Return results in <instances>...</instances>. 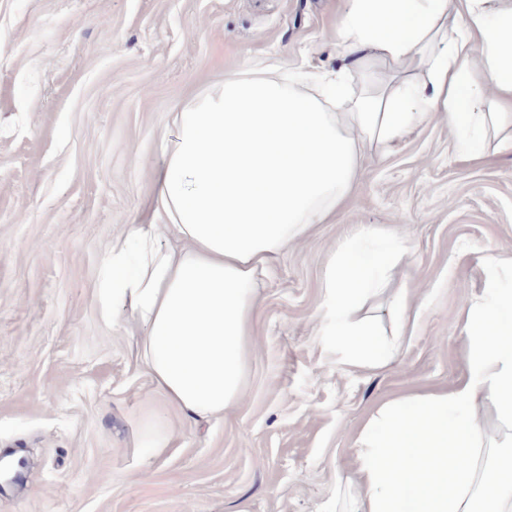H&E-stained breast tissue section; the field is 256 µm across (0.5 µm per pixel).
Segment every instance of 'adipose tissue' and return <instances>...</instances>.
Here are the masks:
<instances>
[{"instance_id":"obj_1","label":"adipose tissue","mask_w":512,"mask_h":512,"mask_svg":"<svg viewBox=\"0 0 512 512\" xmlns=\"http://www.w3.org/2000/svg\"><path fill=\"white\" fill-rule=\"evenodd\" d=\"M338 48L341 64L327 82L253 67L174 113L150 220L127 225L108 246L102 315L122 304L132 324L149 325L137 359L194 421L243 398L260 275L335 216L360 183L367 151L438 115L476 159L487 126L512 125V0H347ZM411 69L425 78L410 90L398 75ZM352 72L364 90L337 111L336 92ZM483 98L495 111H474ZM163 232L176 247L160 246ZM409 252L404 240L395 253L372 252L357 236L332 252L320 333L335 337L347 370L386 363L360 312ZM464 334V379L400 395L367 419L341 512H512V290L488 279Z\"/></svg>"}]
</instances>
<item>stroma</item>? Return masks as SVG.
<instances>
[{
  "label": "stroma",
  "mask_w": 512,
  "mask_h": 512,
  "mask_svg": "<svg viewBox=\"0 0 512 512\" xmlns=\"http://www.w3.org/2000/svg\"><path fill=\"white\" fill-rule=\"evenodd\" d=\"M347 0H0V512H336L380 403L467 374L463 316L512 288V152L482 160L441 118L368 153L359 188L274 262L243 400L189 421L138 364L129 315L103 319L107 246L144 210L170 114L256 62L339 66ZM411 247L419 316L380 369L347 373L320 335L330 252L365 231ZM170 434L141 445L146 417Z\"/></svg>",
  "instance_id": "35a3bbf8"
}]
</instances>
